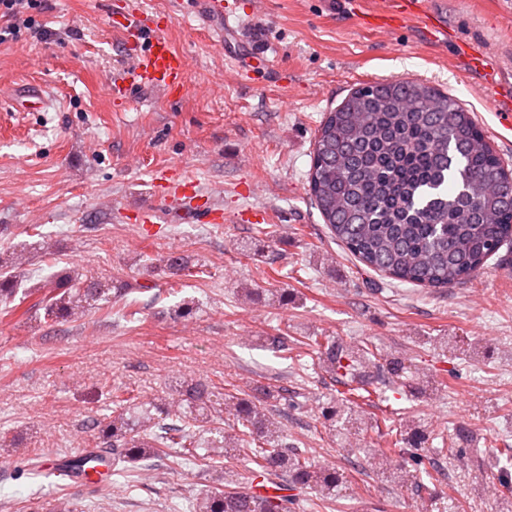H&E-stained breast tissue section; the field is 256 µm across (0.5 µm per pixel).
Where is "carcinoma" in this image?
Returning a JSON list of instances; mask_svg holds the SVG:
<instances>
[{
  "instance_id": "carcinoma-1",
  "label": "carcinoma",
  "mask_w": 512,
  "mask_h": 512,
  "mask_svg": "<svg viewBox=\"0 0 512 512\" xmlns=\"http://www.w3.org/2000/svg\"><path fill=\"white\" fill-rule=\"evenodd\" d=\"M308 193L331 234L360 263L401 284L448 288L475 277L488 259L512 243V170L486 139L474 113L448 94L418 81L391 79L353 90L321 121L307 177ZM48 251L43 241H22L8 261L0 258V306L44 311L47 322L72 320L125 296L112 281L64 268L39 285H27L26 254ZM174 276H189L196 261L183 254L160 259ZM313 365L345 387L326 412L346 414L348 427L361 373L385 385L402 376L423 392L428 375L395 354L365 345H338L331 336L301 342ZM274 396L264 385L242 397L222 394L202 380H182L163 397L138 399L112 391V415L94 423L97 446L112 450L123 467L171 455L211 468L235 452L272 493L215 486L199 492L194 512H291L286 490L309 488L324 500L336 495L339 476L318 466L287 441L280 422L263 406ZM233 432L224 430V412ZM409 444L426 439L412 419L400 425ZM412 458L391 473L400 485L424 486Z\"/></svg>"
}]
</instances>
